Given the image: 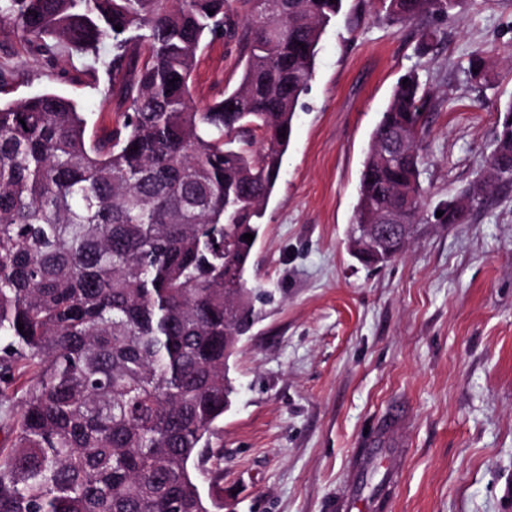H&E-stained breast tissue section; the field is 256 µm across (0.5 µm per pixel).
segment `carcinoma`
<instances>
[{"label":"carcinoma","mask_w":512,"mask_h":512,"mask_svg":"<svg viewBox=\"0 0 512 512\" xmlns=\"http://www.w3.org/2000/svg\"><path fill=\"white\" fill-rule=\"evenodd\" d=\"M461 3L382 8L392 24L419 25L426 44L428 20ZM341 4L0 0V26L47 60L66 55L94 80L105 74L103 97L116 101L103 133L54 91L0 102V402L16 373L31 372L0 457V512L223 507L204 486L223 471L229 360L266 296L247 286L254 244L243 235L259 236ZM215 40L236 46L242 75L198 110L192 75ZM427 103L406 73L372 133L350 238L364 224L397 223L354 250L367 266L402 254L424 219ZM501 114L482 176L442 207L448 224L512 185V102Z\"/></svg>","instance_id":"carcinoma-1"}]
</instances>
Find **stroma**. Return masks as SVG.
I'll use <instances>...</instances> for the list:
<instances>
[{
    "mask_svg": "<svg viewBox=\"0 0 512 512\" xmlns=\"http://www.w3.org/2000/svg\"><path fill=\"white\" fill-rule=\"evenodd\" d=\"M431 27L424 50L379 0H343L322 35L246 274L271 300L230 361L237 394L210 489L223 512H333L353 461L380 441L402 471L387 512H512V186L467 223L423 221L387 266L349 248L365 152L402 75L417 70L430 92L419 140L430 214L481 174L512 101V0H465ZM0 59L16 70L1 101L54 91L110 124L112 104L78 62H45L7 26ZM240 74L234 48L208 44L194 106ZM395 402L409 415L386 438Z\"/></svg>",
    "mask_w": 512,
    "mask_h": 512,
    "instance_id": "stroma-1",
    "label": "stroma"
}]
</instances>
